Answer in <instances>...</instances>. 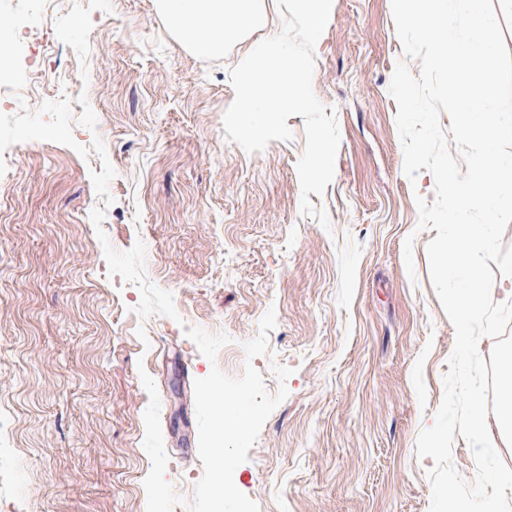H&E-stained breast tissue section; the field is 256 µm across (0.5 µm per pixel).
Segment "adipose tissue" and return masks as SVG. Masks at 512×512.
Here are the masks:
<instances>
[{
	"label": "adipose tissue",
	"instance_id": "obj_1",
	"mask_svg": "<svg viewBox=\"0 0 512 512\" xmlns=\"http://www.w3.org/2000/svg\"><path fill=\"white\" fill-rule=\"evenodd\" d=\"M172 27L199 52L222 51L261 19L259 0H161Z\"/></svg>",
	"mask_w": 512,
	"mask_h": 512
}]
</instances>
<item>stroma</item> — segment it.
<instances>
[{
	"label": "stroma",
	"mask_w": 512,
	"mask_h": 512,
	"mask_svg": "<svg viewBox=\"0 0 512 512\" xmlns=\"http://www.w3.org/2000/svg\"><path fill=\"white\" fill-rule=\"evenodd\" d=\"M261 8L245 41L203 55L157 0H0V46L41 81L28 110L0 104V512H146L144 372L186 512L204 474L194 382L249 362L288 389L233 476L260 512H430L415 445L455 329L429 277L437 232L418 226L435 181L404 172L391 0H333L316 45L341 141L312 216L302 116L254 154L223 129L230 70L282 28L277 0ZM270 309V351L248 359ZM193 327L228 336L215 360Z\"/></svg>",
	"instance_id": "35a3bbf8"
}]
</instances>
